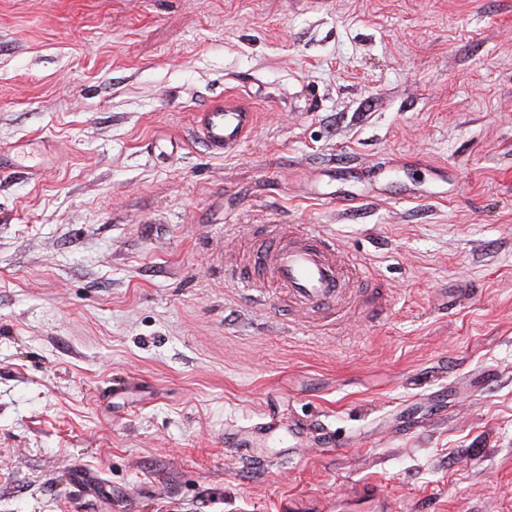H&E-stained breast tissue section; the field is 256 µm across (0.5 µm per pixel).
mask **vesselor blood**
I'll use <instances>...</instances> for the list:
<instances>
[{
  "instance_id": "vessel-or-blood-1",
  "label": "vessel or blood",
  "mask_w": 512,
  "mask_h": 512,
  "mask_svg": "<svg viewBox=\"0 0 512 512\" xmlns=\"http://www.w3.org/2000/svg\"><path fill=\"white\" fill-rule=\"evenodd\" d=\"M255 124V112L229 99L211 105L194 121L198 140L217 153L239 147ZM260 238L261 245L245 263L248 279H240L232 267L225 269L224 278L240 283L255 303L264 301L268 282H275L286 292L289 302L305 313L303 319L292 321V329L316 330L311 315L320 310L331 311L336 321H343L353 304L361 300L358 286L366 275V266L343 249L333 235L300 224H269ZM276 428L277 420L270 416L249 429L226 432L224 444L237 449L249 462L263 466L267 460L255 452L254 446Z\"/></svg>"
}]
</instances>
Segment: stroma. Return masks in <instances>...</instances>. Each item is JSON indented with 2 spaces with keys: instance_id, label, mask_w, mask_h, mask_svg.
Instances as JSON below:
<instances>
[{
  "instance_id": "obj_1",
  "label": "stroma",
  "mask_w": 512,
  "mask_h": 512,
  "mask_svg": "<svg viewBox=\"0 0 512 512\" xmlns=\"http://www.w3.org/2000/svg\"><path fill=\"white\" fill-rule=\"evenodd\" d=\"M0 158V512H512V0H0ZM265 224L383 315L249 304ZM255 124V112L229 99L211 105L194 121L197 139L217 153L239 147ZM277 428V419L270 414L266 416V420L254 424L247 430L225 431L224 445L228 448H237L240 453L249 462L270 466L271 461L257 454L254 450L255 443L265 438Z\"/></svg>"
}]
</instances>
